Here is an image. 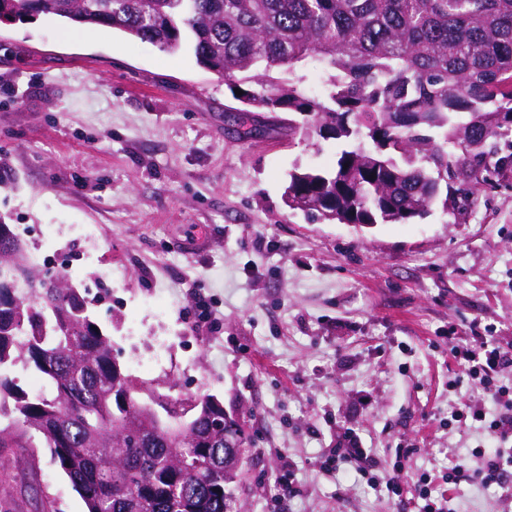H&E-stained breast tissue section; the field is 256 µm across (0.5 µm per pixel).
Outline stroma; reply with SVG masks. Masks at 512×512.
Listing matches in <instances>:
<instances>
[{"mask_svg": "<svg viewBox=\"0 0 512 512\" xmlns=\"http://www.w3.org/2000/svg\"><path fill=\"white\" fill-rule=\"evenodd\" d=\"M234 105L190 53L52 17L1 24L0 222L81 267L83 286L108 284L93 319L126 373L239 414V512H416L319 462L340 425L388 460L413 442L405 481L485 446L480 429L447 427L473 394L443 337L477 323L512 344V176L458 222L439 209L369 229L313 222L286 205V177L330 169L339 144L264 112L235 130ZM159 337L164 358L136 369ZM281 451L300 489L284 503ZM6 462L0 512H85L47 448Z\"/></svg>", "mask_w": 512, "mask_h": 512, "instance_id": "obj_1", "label": "stroma"}]
</instances>
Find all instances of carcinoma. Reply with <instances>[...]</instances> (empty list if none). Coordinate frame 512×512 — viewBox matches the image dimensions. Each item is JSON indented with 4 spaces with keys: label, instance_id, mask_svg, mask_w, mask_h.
Wrapping results in <instances>:
<instances>
[{
    "label": "carcinoma",
    "instance_id": "cac0c4a2",
    "mask_svg": "<svg viewBox=\"0 0 512 512\" xmlns=\"http://www.w3.org/2000/svg\"><path fill=\"white\" fill-rule=\"evenodd\" d=\"M13 21L53 16L119 31L224 77L243 127L286 112L288 131L348 144L328 171L295 168L285 199L314 221L454 219L490 175L512 173V0H0ZM328 71L323 98L297 76ZM242 94H235V89ZM0 224V450L41 438L87 512H237L243 441L211 395L174 398L139 383L92 317L98 300L26 264ZM44 381L36 394L17 367Z\"/></svg>",
    "mask_w": 512,
    "mask_h": 512
}]
</instances>
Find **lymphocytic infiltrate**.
I'll return each instance as SVG.
<instances>
[{
	"instance_id": "obj_1",
	"label": "lymphocytic infiltrate",
	"mask_w": 512,
	"mask_h": 512,
	"mask_svg": "<svg viewBox=\"0 0 512 512\" xmlns=\"http://www.w3.org/2000/svg\"><path fill=\"white\" fill-rule=\"evenodd\" d=\"M448 353L463 363L469 388L480 397L479 402L452 411L448 424L457 428L469 422L480 424L493 445L476 450L479 465H471L464 458L445 471L421 474L411 491L419 512H456L453 503L462 482L477 480L487 486H501L512 478V384L501 380L503 373L512 372V345H501L495 337L479 331L472 344L449 341ZM488 402L494 404L493 412H486L484 405ZM416 453L414 445L401 443L393 463L383 462L363 448L353 429L342 427L337 431L335 448L321 460L320 468L329 473L344 471L370 478L399 497L404 492L399 473Z\"/></svg>"
}]
</instances>
